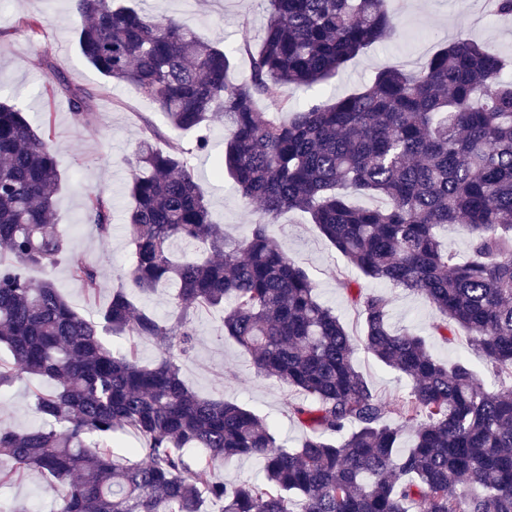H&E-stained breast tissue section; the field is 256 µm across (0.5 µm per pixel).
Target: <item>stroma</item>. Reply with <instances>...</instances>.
<instances>
[{
    "instance_id": "stroma-1",
    "label": "stroma",
    "mask_w": 512,
    "mask_h": 512,
    "mask_svg": "<svg viewBox=\"0 0 512 512\" xmlns=\"http://www.w3.org/2000/svg\"><path fill=\"white\" fill-rule=\"evenodd\" d=\"M140 6L181 21L208 41L234 45L247 39L256 44L261 38V0H141ZM387 8L398 22L399 36L368 48L324 82V100L351 94L387 66L418 70L441 46L462 35L485 42L498 54L512 58V17L491 15L485 0H388ZM26 16L46 20L37 39H28L16 29L17 20ZM76 28L75 0H0V97L16 98L31 127L49 133L61 175L56 222L67 233V250L49 274L35 271L31 277L36 282L50 277L74 310L95 321L133 261L134 247L122 223L132 182L127 160L144 137L146 124L165 133L170 127L165 115L132 87L108 83L81 57ZM57 77L92 95L90 116L76 115L64 94L46 93L48 82ZM208 136L209 151L190 156L189 162L213 221L223 224L230 238H246L259 207L239 196L230 177L214 172V162L224 151L223 123H213ZM91 191L112 203L109 236H100L96 226L86 219V199ZM272 231L314 280L318 301L339 316L355 342L356 370L387 404L402 403L409 394V382L365 350L363 317L343 287V280L356 284L362 293L388 299L391 330L418 333L426 338L437 359L448 363L466 359L486 383L502 389L512 387V377L493 375L464 329L445 338L435 335L437 314L424 296L366 277L349 266L307 214L284 213L276 219ZM78 260L98 269L96 292L86 291L74 277L72 265ZM223 318L224 312L218 307L200 309L193 316L195 348L179 360L186 384L201 397L221 398L253 410L281 441L297 444L305 433L291 412L299 394L278 380L258 375L250 355L225 336ZM50 388V383L29 375L0 388V427L17 431L38 427L34 395ZM55 496L53 482L36 473L0 485V504L22 507L26 512H51Z\"/></svg>"
}]
</instances>
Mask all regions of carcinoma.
<instances>
[{"mask_svg": "<svg viewBox=\"0 0 512 512\" xmlns=\"http://www.w3.org/2000/svg\"><path fill=\"white\" fill-rule=\"evenodd\" d=\"M80 54L106 80L125 83L173 130L229 131L218 173L261 217L231 240L212 222L188 163L207 149L197 137L160 149L149 127L130 159L124 225L134 246L129 289L112 292L97 321L73 311L53 283H32L67 248L53 222L58 161L16 104L0 100V345L11 368L0 388L24 374L53 390L36 395L43 426L0 429V479L36 470L54 479L56 512H512V389L485 384L467 362L436 359L424 337L394 332L380 294H355L363 343L410 382L397 408L403 426L353 364L354 343L316 296L309 273L271 233L285 210L310 214L324 237L365 276L421 293L434 307L435 333L463 328L494 373L512 376V77L487 46L458 38L416 73L380 69L363 89L300 106L288 89L336 76L353 58L397 34L386 0H267L263 35L222 47L187 26L112 0H77ZM250 61L239 85L226 84L237 56ZM58 88L79 116L91 94ZM270 102L274 118L256 107ZM381 201L354 207L344 189ZM88 220L111 233V206L88 195ZM465 227L472 257L439 240ZM202 244V260L177 259L172 242ZM90 292L99 273L76 261ZM176 288L164 321L137 305L161 285ZM224 309V335L252 357L257 373L302 393L294 417L307 429L285 448L253 411L197 395L174 351L193 347L190 313ZM129 337L115 356L102 331ZM140 338L163 347L140 363ZM132 432L140 447L119 453L112 435ZM254 456L263 477L228 486L211 470Z\"/></svg>", "mask_w": 512, "mask_h": 512, "instance_id": "cac0c4a2", "label": "carcinoma"}]
</instances>
